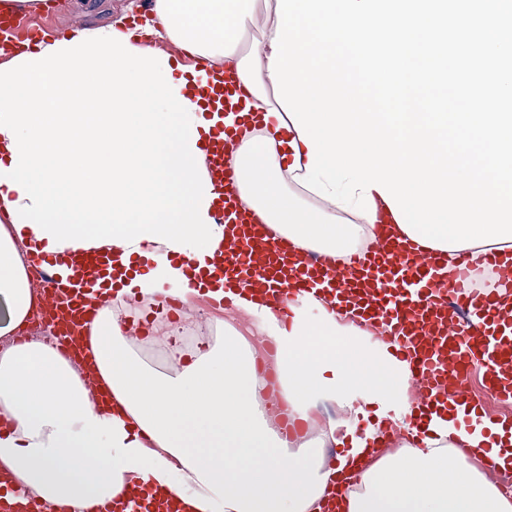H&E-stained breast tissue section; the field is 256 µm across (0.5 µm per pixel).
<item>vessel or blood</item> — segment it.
Segmentation results:
<instances>
[{
	"label": "vessel or blood",
	"instance_id": "obj_1",
	"mask_svg": "<svg viewBox=\"0 0 512 512\" xmlns=\"http://www.w3.org/2000/svg\"><path fill=\"white\" fill-rule=\"evenodd\" d=\"M39 37L22 25L17 13L0 14V51L35 44ZM238 92V80L229 70L212 73L207 87L198 91L210 111L228 109L239 116L237 125L212 129L207 148L208 174L222 191L215 212L224 226L219 262L225 277L260 291L281 314L298 294L323 292L337 315L372 334L391 337L410 365V399L427 411L439 404L464 405L482 418L489 416L491 405L511 407L512 252L492 249L476 260L463 254L446 264L393 237L375 240L349 263L289 251L238 201L231 146L243 127L263 122L261 113L243 111ZM37 266L47 274L40 284V306L63 336V349L78 355L85 342L80 331L96 311L81 289L60 287L51 260ZM477 269L493 273L491 287L474 285ZM0 512H41V506L0 471ZM92 512L182 510L173 496L132 488Z\"/></svg>",
	"mask_w": 512,
	"mask_h": 512
}]
</instances>
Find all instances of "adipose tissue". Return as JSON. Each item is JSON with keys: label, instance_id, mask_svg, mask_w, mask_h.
I'll list each match as a JSON object with an SVG mask.
<instances>
[{"label": "adipose tissue", "instance_id": "adipose-tissue-1", "mask_svg": "<svg viewBox=\"0 0 512 512\" xmlns=\"http://www.w3.org/2000/svg\"><path fill=\"white\" fill-rule=\"evenodd\" d=\"M247 0H154L148 34L171 41L197 65L172 64L134 42L122 18L96 24L78 15L68 38L0 62V336L24 324L34 303L24 255L56 256L62 284L81 282L97 306L90 329L100 380L112 394L96 409L78 371L51 345L0 350V464L47 512L111 500L130 482L172 492L188 512H323L334 473L357 477L343 512H512L471 458L492 437L512 441V422L457 426L463 409L426 418L425 447L384 451L368 417L410 429L411 373L390 342L303 294L289 315L212 273L205 292L231 299L275 349V383L257 350L228 323L217 340L185 356L173 373L149 369L105 297L181 298L195 273L210 270L224 244L213 219L218 192L207 175L202 131L236 114L204 117L190 83L206 67L238 76L247 108L264 114L230 156L242 204L290 248L351 258L373 221L301 187L308 147L274 98L269 77L277 0H264L262 32L239 51ZM112 252L107 272L76 271L68 251ZM334 405L316 436L290 442L275 407L312 422ZM333 447L335 468L324 450Z\"/></svg>", "mask_w": 512, "mask_h": 512}]
</instances>
